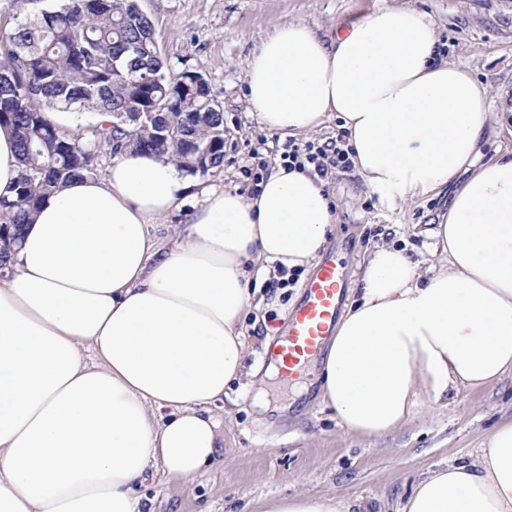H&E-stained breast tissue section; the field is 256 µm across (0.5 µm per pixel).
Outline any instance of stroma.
Returning a JSON list of instances; mask_svg holds the SVG:
<instances>
[{"label": "stroma", "instance_id": "1", "mask_svg": "<svg viewBox=\"0 0 512 512\" xmlns=\"http://www.w3.org/2000/svg\"><path fill=\"white\" fill-rule=\"evenodd\" d=\"M155 26L164 58L207 80L224 110V163L193 178L182 210L154 229L162 243L183 234L189 214L210 190L250 192L258 162L274 167L286 144L263 129L245 101L243 62L281 24L301 20L331 35L338 20L361 18L381 5L411 6L436 23L449 62L490 87L488 109L512 101V0H138ZM325 189L335 209L325 248L341 259L349 283L383 240L406 239L411 253L428 257L425 229L438 223L447 197L381 211L355 169H334ZM260 311L244 321L245 377L232 382L214 413L224 417V461L186 481L155 473L141 488L155 512H263L295 494L335 495L361 512H401L417 482L451 462H470L495 427L512 420V374L477 390L460 389L431 410L417 409L395 432L376 438L345 431L319 396L315 372L302 393L276 386L269 411L256 413L249 370L266 372L270 347L283 334L302 288H274L251 280Z\"/></svg>", "mask_w": 512, "mask_h": 512}]
</instances>
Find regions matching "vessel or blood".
<instances>
[{
	"label": "vessel or blood",
	"mask_w": 512,
	"mask_h": 512,
	"mask_svg": "<svg viewBox=\"0 0 512 512\" xmlns=\"http://www.w3.org/2000/svg\"><path fill=\"white\" fill-rule=\"evenodd\" d=\"M346 285L343 268L331 256L320 262L306 282L302 302L287 331L272 348L273 355L282 359L288 376H297L320 355L336 324Z\"/></svg>",
	"instance_id": "vessel-or-blood-1"
}]
</instances>
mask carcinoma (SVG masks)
I'll return each mask as SVG.
<instances>
[{
  "label": "carcinoma",
  "mask_w": 512,
  "mask_h": 512,
  "mask_svg": "<svg viewBox=\"0 0 512 512\" xmlns=\"http://www.w3.org/2000/svg\"><path fill=\"white\" fill-rule=\"evenodd\" d=\"M22 19L0 30V126L15 136L19 177L0 195V264L21 227L62 183L96 175L102 156H165L186 175L224 163V112L198 72L164 60L134 0H15ZM46 112H105L61 130ZM154 113L153 120L139 116Z\"/></svg>",
  "instance_id": "obj_1"
}]
</instances>
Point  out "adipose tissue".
Instances as JSON below:
<instances>
[{
	"mask_svg": "<svg viewBox=\"0 0 512 512\" xmlns=\"http://www.w3.org/2000/svg\"><path fill=\"white\" fill-rule=\"evenodd\" d=\"M269 131L336 119L381 210L452 197L430 265L396 244L361 267L320 394L351 433L388 435L422 404L512 374V151L481 161L487 85L448 62L433 18L383 6L331 38L291 21L244 63ZM190 185L167 158L125 153L61 185L0 281V512H149L150 467L192 479L223 456L214 403L243 374L248 262L314 266L336 221L325 183L281 165L252 196L208 194L185 235L153 229ZM299 494L269 512H352ZM403 512H512V421L468 464L419 480Z\"/></svg>",
	"mask_w": 512,
	"mask_h": 512,
	"instance_id": "obj_1",
	"label": "adipose tissue"
}]
</instances>
